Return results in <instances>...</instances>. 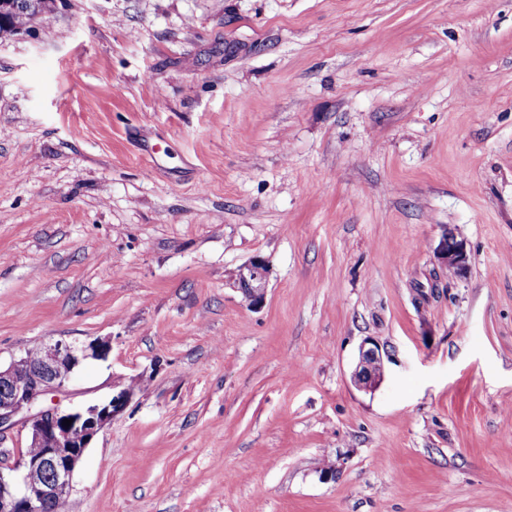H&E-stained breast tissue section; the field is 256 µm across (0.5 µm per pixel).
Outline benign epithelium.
<instances>
[{
  "instance_id": "benign-epithelium-1",
  "label": "benign epithelium",
  "mask_w": 512,
  "mask_h": 512,
  "mask_svg": "<svg viewBox=\"0 0 512 512\" xmlns=\"http://www.w3.org/2000/svg\"><path fill=\"white\" fill-rule=\"evenodd\" d=\"M440 266L458 276L467 268L463 242L445 233L436 250ZM265 269L260 261L240 274L242 292L257 306L265 297ZM109 343L94 340L77 345L57 340L27 350L8 368H0V439L16 426L26 429L29 448L11 453L0 449V512H59L72 487L76 467L93 438L125 407L122 390L103 402L64 407L74 372L87 358L103 359ZM384 356L377 345L363 346L352 375L361 390L383 377ZM71 425H62L63 420Z\"/></svg>"
}]
</instances>
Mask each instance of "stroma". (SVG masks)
Wrapping results in <instances>:
<instances>
[{"instance_id": "stroma-1", "label": "stroma", "mask_w": 512, "mask_h": 512, "mask_svg": "<svg viewBox=\"0 0 512 512\" xmlns=\"http://www.w3.org/2000/svg\"><path fill=\"white\" fill-rule=\"evenodd\" d=\"M60 339L110 344L63 405L130 392L64 512H512V0H58L1 38L0 364ZM436 256L440 266L455 275H463L467 268V252L462 241L446 232L437 247ZM246 270V272H245ZM265 269L260 261L247 265L240 274V288L251 306L262 303L265 297L264 288ZM366 344L372 346L366 347ZM384 356L376 344L365 342L359 352V359L352 375L354 385L361 390L373 388L383 377Z\"/></svg>"}]
</instances>
